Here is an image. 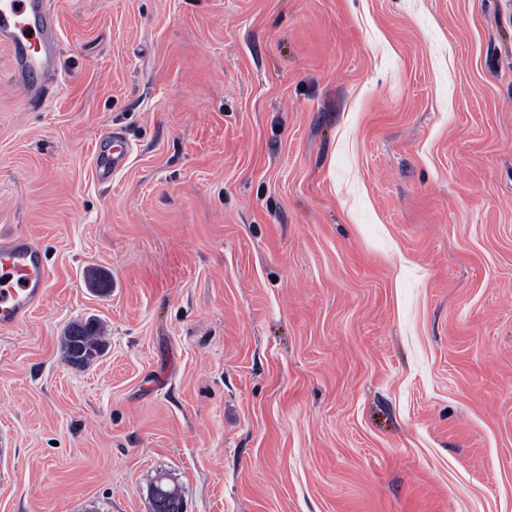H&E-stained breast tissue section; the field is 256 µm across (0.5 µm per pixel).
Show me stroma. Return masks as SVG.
Returning <instances> with one entry per match:
<instances>
[{
	"label": "stroma",
	"instance_id": "35a3bbf8",
	"mask_svg": "<svg viewBox=\"0 0 512 512\" xmlns=\"http://www.w3.org/2000/svg\"><path fill=\"white\" fill-rule=\"evenodd\" d=\"M53 6L44 108L0 47V236L48 270L0 330V512H152L160 478L512 512V0ZM129 153V143L119 136V133L113 132L111 146L101 149L94 160L98 180L101 182L112 180V175L124 167ZM82 323L71 326L63 336L62 347L66 359L72 363L84 364L91 361L101 351L103 346L101 326L96 323L94 333L82 335L79 326ZM82 353L81 355H78Z\"/></svg>",
	"mask_w": 512,
	"mask_h": 512
}]
</instances>
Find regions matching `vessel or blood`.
Listing matches in <instances>:
<instances>
[{"label": "vessel or blood", "mask_w": 512, "mask_h": 512, "mask_svg": "<svg viewBox=\"0 0 512 512\" xmlns=\"http://www.w3.org/2000/svg\"><path fill=\"white\" fill-rule=\"evenodd\" d=\"M0 44L10 53L11 79L26 89L28 107L41 108L53 93L47 79L57 65L59 36L50 0H0ZM129 143L113 136L94 160L99 181H110L124 167ZM46 265L24 235L0 241V330L20 325L43 302Z\"/></svg>", "instance_id": "obj_1"}]
</instances>
